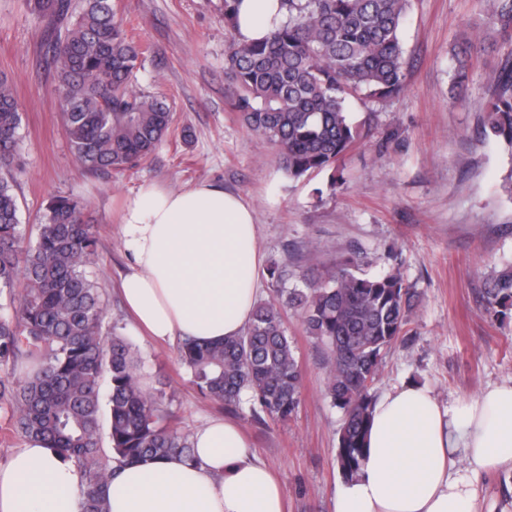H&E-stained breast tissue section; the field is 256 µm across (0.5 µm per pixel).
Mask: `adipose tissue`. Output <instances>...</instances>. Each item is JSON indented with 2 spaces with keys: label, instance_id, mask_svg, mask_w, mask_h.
<instances>
[{
  "label": "adipose tissue",
  "instance_id": "ef3b65f1",
  "mask_svg": "<svg viewBox=\"0 0 512 512\" xmlns=\"http://www.w3.org/2000/svg\"><path fill=\"white\" fill-rule=\"evenodd\" d=\"M237 36L256 41L284 14L280 0H238ZM131 257L122 280L138 328L159 343L238 335L255 307L263 255L254 210L210 184L143 187L124 207ZM192 458L120 467L110 512H285L283 487L233 423L214 419L194 436ZM464 450L466 475L455 471ZM512 468V380L441 406L416 383L377 400L358 475L339 487L335 512H474L483 474ZM72 462L34 441L0 466V512H80Z\"/></svg>",
  "mask_w": 512,
  "mask_h": 512
}]
</instances>
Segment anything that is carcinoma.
I'll return each mask as SVG.
<instances>
[{"instance_id": "cac0c4a2", "label": "carcinoma", "mask_w": 512, "mask_h": 512, "mask_svg": "<svg viewBox=\"0 0 512 512\" xmlns=\"http://www.w3.org/2000/svg\"><path fill=\"white\" fill-rule=\"evenodd\" d=\"M485 27L508 45L498 87L486 107L485 134L512 148V0H485ZM285 18L258 42L226 51L224 79L243 122L275 145L288 176L331 169L363 137L354 100H385L405 86L402 27L410 0H281ZM45 23L44 60L55 72L71 151L90 170H131L168 135L164 100L133 88L143 51L112 0H26ZM474 44L454 50L456 84L468 77ZM23 113L0 73V410L27 440L74 462L81 512H109L105 486L114 466L147 457L193 454V437L172 424L164 396L142 387L144 360L107 321L93 277L98 240L87 206L48 199L35 236L20 223L14 192ZM360 254L305 287L259 302L238 336L186 339L179 358L210 400L244 403L277 421L300 406L302 374L282 308L299 311L326 353V395L341 410L335 465L348 480L365 459L384 352L402 335L416 291L397 267L361 272ZM485 313L512 315V264L485 288ZM107 436L108 447L101 445Z\"/></svg>"}]
</instances>
